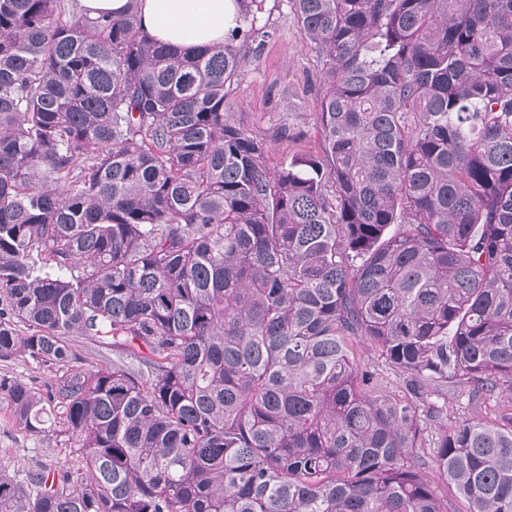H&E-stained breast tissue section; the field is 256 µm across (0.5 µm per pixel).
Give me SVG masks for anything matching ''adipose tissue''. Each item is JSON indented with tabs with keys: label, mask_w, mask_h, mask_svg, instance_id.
Segmentation results:
<instances>
[{
	"label": "adipose tissue",
	"mask_w": 512,
	"mask_h": 512,
	"mask_svg": "<svg viewBox=\"0 0 512 512\" xmlns=\"http://www.w3.org/2000/svg\"><path fill=\"white\" fill-rule=\"evenodd\" d=\"M253 7L252 0H139L143 29L187 49L223 43Z\"/></svg>",
	"instance_id": "adipose-tissue-1"
}]
</instances>
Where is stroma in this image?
<instances>
[{"mask_svg":"<svg viewBox=\"0 0 512 512\" xmlns=\"http://www.w3.org/2000/svg\"><path fill=\"white\" fill-rule=\"evenodd\" d=\"M264 13L273 34L246 56L245 75L235 99L246 126L269 140L267 163L319 153L322 146L317 112L322 93L320 64L298 25L289 0H265ZM289 139L278 137L281 127ZM76 443L53 432L32 434L21 428L6 392L0 390V465L12 473L73 464Z\"/></svg>","mask_w":512,"mask_h":512,"instance_id":"1","label":"stroma"}]
</instances>
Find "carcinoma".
Returning <instances> with one entry per match:
<instances>
[{
	"label": "carcinoma",
	"instance_id": "1",
	"mask_svg": "<svg viewBox=\"0 0 512 512\" xmlns=\"http://www.w3.org/2000/svg\"><path fill=\"white\" fill-rule=\"evenodd\" d=\"M253 2L189 54L137 0H0V359L57 371L0 389L79 458L0 467V512H442L430 424L468 512H512V411L448 420L512 403V0H289L322 147L273 169L232 101ZM128 0H78V7L90 16L118 15L126 8ZM70 343L73 352L78 358L77 361L85 367L99 366L106 361L112 362V359L117 358L115 352L106 350L103 346L86 336H72ZM356 351L357 359H359L362 367L374 372L384 386H387L390 390H401L403 388V377L392 372L376 351L364 348L361 345L356 347ZM502 403L495 399L490 401H468L466 396H453L452 391L448 395V418L457 420L474 419L488 422L498 420L501 411H507ZM428 452V449L424 451L416 449L408 459L409 464L421 469L431 480L437 497L446 512H466L468 510L467 503L458 496L455 489L449 483L447 484L446 481L435 474L432 459L427 454Z\"/></svg>",
	"mask_w": 512,
	"mask_h": 512
}]
</instances>
